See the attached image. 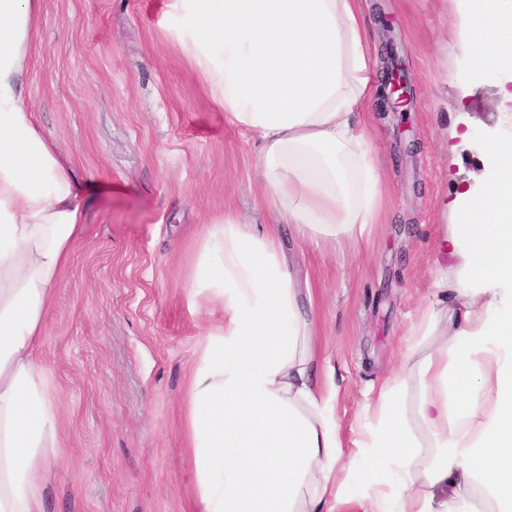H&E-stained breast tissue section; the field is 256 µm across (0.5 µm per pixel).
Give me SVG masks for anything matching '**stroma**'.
I'll return each instance as SVG.
<instances>
[{
    "label": "stroma",
    "instance_id": "obj_1",
    "mask_svg": "<svg viewBox=\"0 0 512 512\" xmlns=\"http://www.w3.org/2000/svg\"><path fill=\"white\" fill-rule=\"evenodd\" d=\"M381 58L412 92L377 96L358 119L379 155L382 207L368 241L297 239L258 171V139L211 100L170 31L163 0H43L22 94L67 156L83 224L54 286L39 358L68 453L43 512H199L189 378L224 302L198 288L204 239L233 217L274 234L313 319L318 384L334 385L357 470L380 382L406 361L434 298L432 262L482 144L512 135L495 73L472 71L459 27L466 0H361ZM464 138H450V129Z\"/></svg>",
    "mask_w": 512,
    "mask_h": 512
}]
</instances>
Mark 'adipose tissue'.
<instances>
[{
  "mask_svg": "<svg viewBox=\"0 0 512 512\" xmlns=\"http://www.w3.org/2000/svg\"><path fill=\"white\" fill-rule=\"evenodd\" d=\"M171 33L212 101L257 135L259 169L302 237L358 242L377 221L381 176L356 120L374 91L360 0H166ZM42 0H0V512H41L65 453L58 405L34 351L81 232L75 175L20 92ZM473 67L512 81V0H470ZM479 191L446 225L436 289L413 333L433 348L380 384L365 448L379 476L358 512H512V138L483 147ZM199 279L224 323L194 368L188 425L201 512H325L343 505L344 457L330 388L318 386L311 319L277 240L227 217ZM414 414L399 396L410 377ZM420 423L430 438L421 445Z\"/></svg>",
  "mask_w": 512,
  "mask_h": 512,
  "instance_id": "1",
  "label": "adipose tissue"
}]
</instances>
